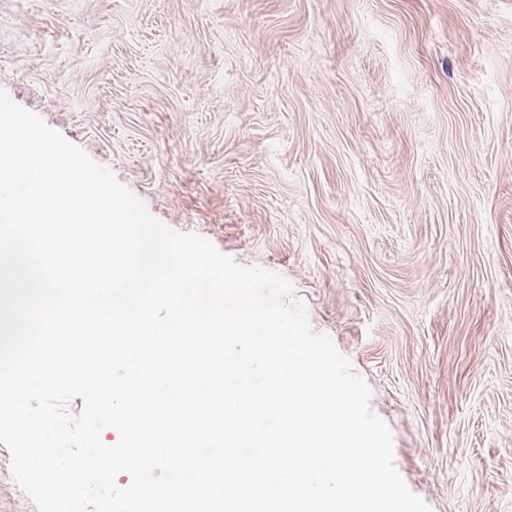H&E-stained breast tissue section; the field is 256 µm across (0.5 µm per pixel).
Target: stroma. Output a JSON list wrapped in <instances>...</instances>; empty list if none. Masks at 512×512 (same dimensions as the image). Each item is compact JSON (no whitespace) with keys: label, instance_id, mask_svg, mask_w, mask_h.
Instances as JSON below:
<instances>
[{"label":"stroma","instance_id":"obj_1","mask_svg":"<svg viewBox=\"0 0 512 512\" xmlns=\"http://www.w3.org/2000/svg\"><path fill=\"white\" fill-rule=\"evenodd\" d=\"M0 90L288 279L432 512H512V0H0Z\"/></svg>","mask_w":512,"mask_h":512}]
</instances>
